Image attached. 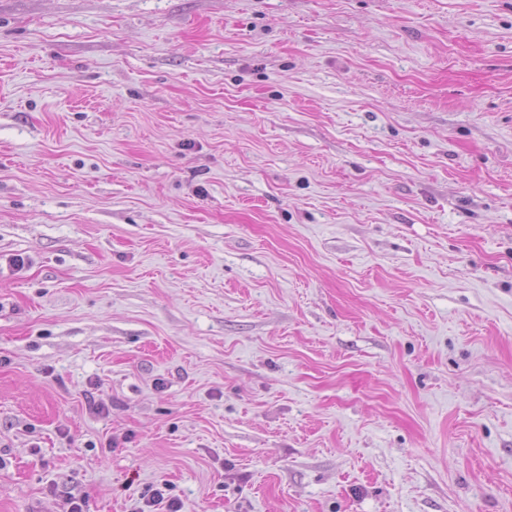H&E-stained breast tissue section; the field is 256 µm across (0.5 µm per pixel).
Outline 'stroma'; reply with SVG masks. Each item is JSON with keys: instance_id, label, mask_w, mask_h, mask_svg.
Instances as JSON below:
<instances>
[{"instance_id": "35a3bbf8", "label": "stroma", "mask_w": 512, "mask_h": 512, "mask_svg": "<svg viewBox=\"0 0 512 512\" xmlns=\"http://www.w3.org/2000/svg\"><path fill=\"white\" fill-rule=\"evenodd\" d=\"M512 512V0H0V512Z\"/></svg>"}]
</instances>
